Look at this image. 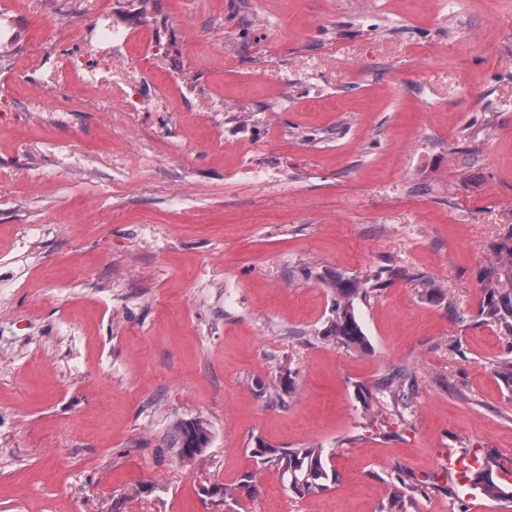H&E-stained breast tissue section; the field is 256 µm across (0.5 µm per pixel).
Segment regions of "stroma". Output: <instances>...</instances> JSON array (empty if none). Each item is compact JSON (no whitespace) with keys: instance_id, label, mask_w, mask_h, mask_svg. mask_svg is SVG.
<instances>
[{"instance_id":"35a3bbf8","label":"stroma","mask_w":512,"mask_h":512,"mask_svg":"<svg viewBox=\"0 0 512 512\" xmlns=\"http://www.w3.org/2000/svg\"><path fill=\"white\" fill-rule=\"evenodd\" d=\"M13 2L0 512H512V337L481 314L512 254V0H102L137 35L116 62L155 47L132 114L72 83L34 107L28 58L93 14ZM326 273L381 275L356 302L369 352L323 336ZM395 369L405 407L376 390ZM195 418L191 463L168 440ZM258 439L324 449V489L257 464ZM209 433L208 427L202 420L180 421L170 435V445L173 448H178L180 457L196 459L208 447Z\"/></svg>"}]
</instances>
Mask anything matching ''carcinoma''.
<instances>
[{
  "label": "carcinoma",
  "instance_id": "obj_1",
  "mask_svg": "<svg viewBox=\"0 0 512 512\" xmlns=\"http://www.w3.org/2000/svg\"><path fill=\"white\" fill-rule=\"evenodd\" d=\"M372 278H345L338 274L324 279L327 287L333 289L335 302L332 317L323 329L322 335L332 338L344 346L363 350L367 339L355 309V302L366 297L371 288ZM488 293V301L483 305L481 314L494 323L504 335L512 336V264L502 268H493L483 281ZM404 373L400 370L390 373L380 383V390L398 403H406L403 389ZM293 388L291 376L284 377L269 389V401L280 403ZM210 442L206 424L199 420L178 422L171 435L170 445L178 449L182 458L195 459L202 455ZM253 457L262 463L274 462L291 478L294 489L303 492H316L323 489L322 481L327 476L325 455L322 448H294L278 450L267 447L263 441L256 440Z\"/></svg>",
  "mask_w": 512,
  "mask_h": 512
}]
</instances>
